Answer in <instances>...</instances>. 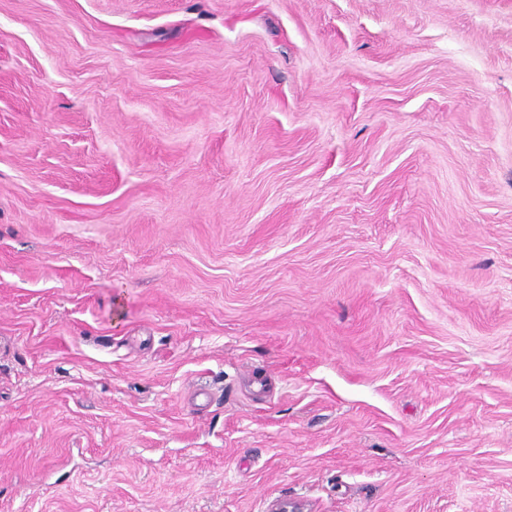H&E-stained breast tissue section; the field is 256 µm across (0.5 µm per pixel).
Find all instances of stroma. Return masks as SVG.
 <instances>
[{"instance_id":"35a3bbf8","label":"stroma","mask_w":512,"mask_h":512,"mask_svg":"<svg viewBox=\"0 0 512 512\" xmlns=\"http://www.w3.org/2000/svg\"><path fill=\"white\" fill-rule=\"evenodd\" d=\"M512 512V0H0V512Z\"/></svg>"}]
</instances>
